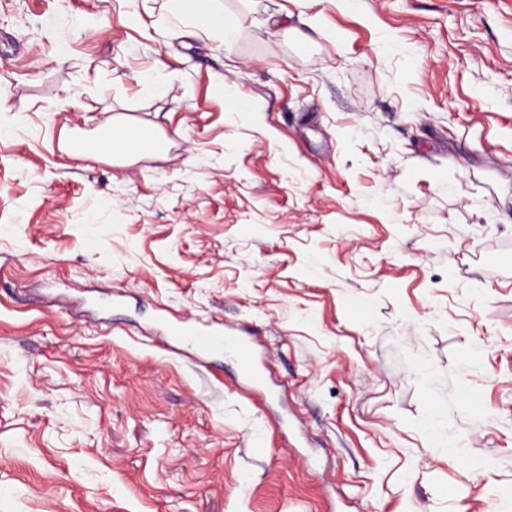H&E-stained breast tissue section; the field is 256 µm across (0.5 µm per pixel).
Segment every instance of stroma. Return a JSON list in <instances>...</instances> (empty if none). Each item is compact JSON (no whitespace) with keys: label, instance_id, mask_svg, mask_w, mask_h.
I'll return each instance as SVG.
<instances>
[{"label":"stroma","instance_id":"1","mask_svg":"<svg viewBox=\"0 0 512 512\" xmlns=\"http://www.w3.org/2000/svg\"><path fill=\"white\" fill-rule=\"evenodd\" d=\"M165 3L0 0V512H512V0ZM173 15L185 16L207 30L224 31V43L229 45L234 36L233 28L227 24L219 0H168ZM161 144V140L154 132H149L139 126H126L113 122L112 151L108 154L112 158L116 156H133L155 153ZM172 336L194 346L199 351L223 348L240 359L249 371V379L255 386L263 384L262 373L254 365V354L249 342L236 336L224 333L222 330H205L191 323H179L169 327Z\"/></svg>","mask_w":512,"mask_h":512}]
</instances>
